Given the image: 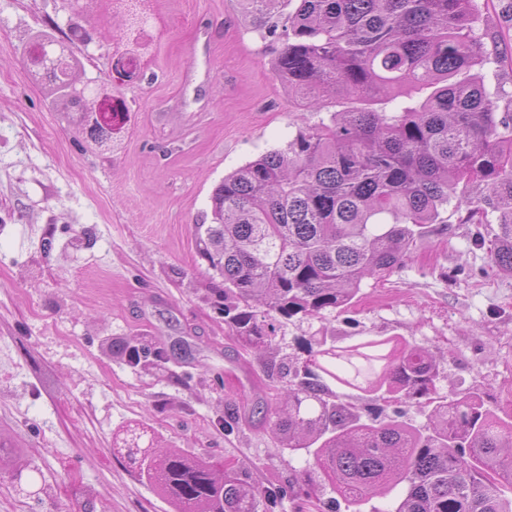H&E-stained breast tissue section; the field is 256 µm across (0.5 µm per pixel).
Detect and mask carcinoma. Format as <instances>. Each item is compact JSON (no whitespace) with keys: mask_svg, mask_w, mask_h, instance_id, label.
Wrapping results in <instances>:
<instances>
[{"mask_svg":"<svg viewBox=\"0 0 512 512\" xmlns=\"http://www.w3.org/2000/svg\"><path fill=\"white\" fill-rule=\"evenodd\" d=\"M265 23L273 0H243ZM283 47L272 66L291 101L320 112L343 107L224 176L211 196L212 223L196 226L202 253L224 277V317L250 346L270 342L265 320L321 318L352 303L366 278L409 258L441 212L497 232L490 261L512 274V98L475 74L490 53L474 31L475 0H286ZM45 37L29 52L42 79L71 111L93 117L92 141L112 138L118 113L102 87H76L77 62L53 56ZM423 99L382 105L404 88ZM281 405L266 411L274 434L312 464L296 476L308 500L329 484L360 504L402 487L387 512H512V420L482 393L436 392L439 364L416 346L387 340L336 347L314 340ZM380 392L428 409L427 423L398 416L366 422L331 388ZM122 451L174 512H257L263 490L234 468L176 448Z\"/></svg>","mask_w":512,"mask_h":512,"instance_id":"cac0c4a2","label":"carcinoma"}]
</instances>
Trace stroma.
<instances>
[{
    "instance_id": "obj_1",
    "label": "stroma",
    "mask_w": 512,
    "mask_h": 512,
    "mask_svg": "<svg viewBox=\"0 0 512 512\" xmlns=\"http://www.w3.org/2000/svg\"><path fill=\"white\" fill-rule=\"evenodd\" d=\"M145 26L119 0H0V512H172L115 448L131 427L239 469L264 490L258 512L301 508L291 487L304 453L283 448L263 411L287 390L282 372L312 338L339 346L391 338L440 355L439 394L482 392L512 417V275L489 265L496 230L442 212L411 257L367 279L353 304L315 319H277L272 342L247 349L224 322V279L195 227L211 221L224 176L286 147L319 113L291 102L272 69L282 48L241 0H144ZM477 30L497 35L505 62L479 74L512 97V0H477ZM89 30L84 43L73 22ZM209 77L181 74L203 31ZM81 63L77 85L109 81L125 110L99 147L66 105L51 106L26 51L42 33ZM137 46L131 75L114 61ZM167 351L130 366L120 347ZM363 413L426 417L411 402L368 400Z\"/></svg>"
}]
</instances>
